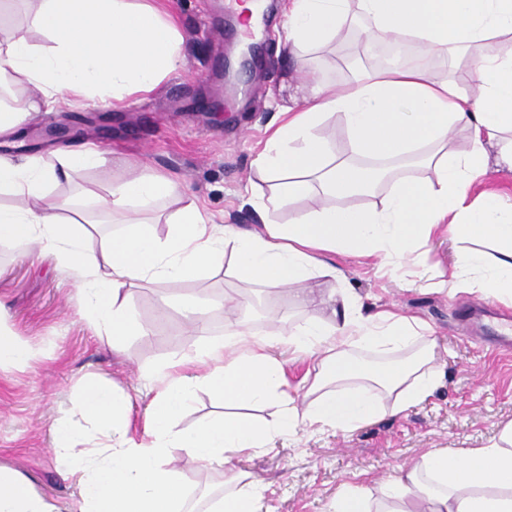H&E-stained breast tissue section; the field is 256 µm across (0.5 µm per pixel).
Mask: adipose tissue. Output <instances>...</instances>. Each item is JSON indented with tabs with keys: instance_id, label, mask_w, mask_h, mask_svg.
<instances>
[{
	"instance_id": "ef3b65f1",
	"label": "adipose tissue",
	"mask_w": 512,
	"mask_h": 512,
	"mask_svg": "<svg viewBox=\"0 0 512 512\" xmlns=\"http://www.w3.org/2000/svg\"><path fill=\"white\" fill-rule=\"evenodd\" d=\"M30 25L0 30V79L11 76L37 89V96L0 98V139L6 140L32 113L58 102L93 96L123 101L148 95L184 66L183 37L167 0H23ZM367 20L371 41L414 42L452 56L462 78L435 79L424 64L400 63L363 71L343 88L307 72L304 109H287L257 152L255 166L278 175L271 205L308 195L322 205L287 224L249 231L206 218L195 199L168 176L128 162V175L114 179L96 197L100 212L122 220L101 254L86 247L87 229L59 218L71 210L69 197L47 192L55 173L44 159L0 154V190L17 198L0 207V244L44 246L64 267L83 277V311L112 347L149 326L128 314L122 289L137 281L188 280L234 260L239 280L260 288L292 287L295 304L308 298L304 282L340 271L329 262L339 254L375 257L398 265L435 237L494 240V262L463 251L451 273L454 282L512 303V204L499 193L470 197L490 164L512 171V48L490 51L491 41L512 37V0H290L284 28L290 48H320L341 37L352 17ZM47 37L50 48L34 43ZM340 115L351 134L339 149L319 135L330 115ZM470 134L468 149L448 146L450 130ZM496 157H489V147ZM364 155L390 161L416 159L431 178L396 180L382 208L353 205L366 179L353 165ZM160 199L178 208L166 236L140 217L138 206ZM423 327L393 310L364 315L353 293H345L334 323L304 320L282 342L318 355L305 408L290 392L286 369L272 350L275 340L244 322L225 324L222 340L158 366L160 388L139 427L123 392L99 379L84 383L72 401L71 418L54 428L66 473L81 477L69 512H189V494L170 462L171 449L190 456L205 472L224 473V492L209 512H261L262 483L252 474L227 469L231 455L266 449L277 436L299 431L346 429L375 419L384 397L402 410L424 403L440 382L431 358L396 360L417 341ZM358 346L386 355L373 367L353 357ZM228 406L227 414L191 428L180 417L196 387ZM260 406L269 415L240 414ZM93 422L97 444L75 447L72 417ZM0 512H60L24 478L0 468ZM330 512H512V423L482 447L456 456L441 448L400 468L375 486L343 485Z\"/></svg>"
}]
</instances>
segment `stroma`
Returning <instances> with one entry per match:
<instances>
[{"mask_svg":"<svg viewBox=\"0 0 512 512\" xmlns=\"http://www.w3.org/2000/svg\"><path fill=\"white\" fill-rule=\"evenodd\" d=\"M286 0H275L262 19L264 43L252 71L224 77V61L236 55L243 17L229 0H171L184 38L185 67L152 94L119 103L97 98L72 107L44 111L15 134L26 152L57 163L61 152L91 142L103 163L70 171L49 182L50 194L74 196L86 215L96 208L84 189L105 193L113 179L126 175L124 159L137 158L148 171L181 182L211 218L248 228L268 221L285 224L319 206L308 197L277 210H264L273 183L258 175L253 160L279 109L291 106L301 72L317 68L336 86L377 62L362 26L320 49L290 52L281 45L278 22ZM64 127L61 137L43 136L45 126ZM462 245L452 237L435 238L412 262L391 270L373 258L336 257L343 281L321 276L307 284L305 305L292 303L286 288L253 290L240 282L231 264L186 281H140L124 292L135 320L151 336L128 339L116 353L85 317L79 290L81 274L53 256L27 254L22 245H0V316L38 350L32 367L0 369V465L17 471L48 500L66 512L80 493L78 477L58 470L52 426L68 418L83 381L95 376L120 387L133 416H141L157 392L149 374L158 365L192 348L223 339L225 315L208 313L205 334L191 332L178 300L194 294L220 296L237 291L250 303L242 313L257 334L277 338L304 319L332 322L342 289L357 295L365 311L396 307L427 327L424 338L400 353L413 361L434 347L443 369L442 384L423 404L385 411L372 422L348 431L327 429L275 438L273 449L231 459L233 469L250 472L263 483L261 512H327L342 484L381 481L399 467L445 448H477L512 423V349L480 347L472 331L487 336L512 328V307L488 302L448 281ZM173 301L159 312L161 297ZM174 468L190 491L196 512H205L210 491H223L222 473H205L180 449H172Z\"/></svg>","mask_w":512,"mask_h":512,"instance_id":"35a3bbf8","label":"stroma"}]
</instances>
